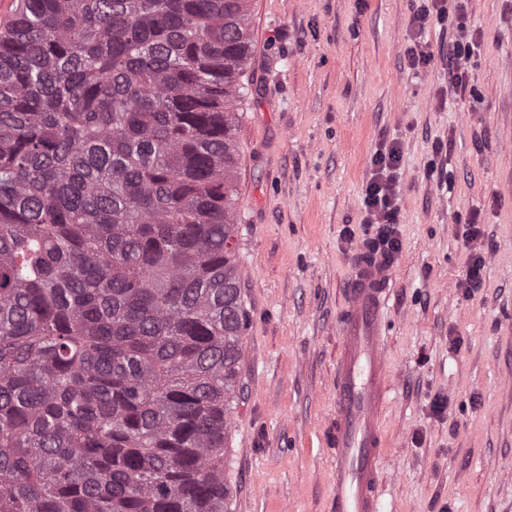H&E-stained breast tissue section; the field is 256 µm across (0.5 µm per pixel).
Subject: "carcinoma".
Returning <instances> with one entry per match:
<instances>
[{
	"label": "carcinoma",
	"mask_w": 512,
	"mask_h": 512,
	"mask_svg": "<svg viewBox=\"0 0 512 512\" xmlns=\"http://www.w3.org/2000/svg\"><path fill=\"white\" fill-rule=\"evenodd\" d=\"M248 2L0 30V512H229Z\"/></svg>",
	"instance_id": "cac0c4a2"
}]
</instances>
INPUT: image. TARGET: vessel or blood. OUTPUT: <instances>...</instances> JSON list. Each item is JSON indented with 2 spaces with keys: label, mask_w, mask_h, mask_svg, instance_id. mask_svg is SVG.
Listing matches in <instances>:
<instances>
[{
  "label": "vessel or blood",
  "mask_w": 512,
  "mask_h": 512,
  "mask_svg": "<svg viewBox=\"0 0 512 512\" xmlns=\"http://www.w3.org/2000/svg\"><path fill=\"white\" fill-rule=\"evenodd\" d=\"M393 262L367 245L354 253L344 289L336 362L334 413L327 423L333 478L332 512H382L379 476L387 446L382 413Z\"/></svg>",
  "instance_id": "1"
}]
</instances>
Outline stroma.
Listing matches in <instances>:
<instances>
[{
  "mask_svg": "<svg viewBox=\"0 0 512 512\" xmlns=\"http://www.w3.org/2000/svg\"><path fill=\"white\" fill-rule=\"evenodd\" d=\"M417 4L248 2L236 230L250 324L224 457L231 512H330L336 321L372 158L394 140L381 493L394 512H512V0H469L481 46L462 97L448 89V25L430 22L421 75L405 66ZM475 210L486 264L468 295L461 233Z\"/></svg>",
  "mask_w": 512,
  "mask_h": 512,
  "instance_id": "stroma-1",
  "label": "stroma"
}]
</instances>
